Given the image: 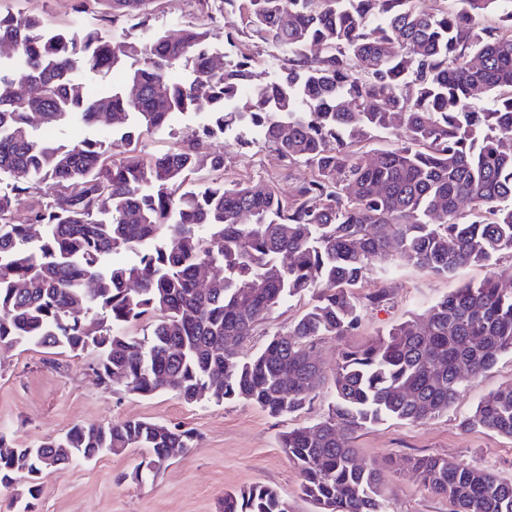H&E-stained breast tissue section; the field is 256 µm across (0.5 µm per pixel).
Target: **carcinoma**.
<instances>
[{
    "instance_id": "1",
    "label": "carcinoma",
    "mask_w": 512,
    "mask_h": 512,
    "mask_svg": "<svg viewBox=\"0 0 512 512\" xmlns=\"http://www.w3.org/2000/svg\"><path fill=\"white\" fill-rule=\"evenodd\" d=\"M107 2L112 23L148 25L151 0ZM238 15L227 61L202 59L192 84L171 68L199 56L208 33L114 41L96 28L50 29L32 14H0V44L24 63L0 66V347L97 352L105 386L142 396L173 390L187 403L244 399L292 414L318 394V340L356 331L391 289L363 287L391 255L427 273L489 268L425 314L338 354L334 401L321 421L280 435L320 512H384V475L360 458L354 435L396 419L448 413L471 378L512 353V0H204ZM288 55L266 78L255 41ZM131 63L127 83L92 95L82 69ZM29 84L37 92L21 97ZM490 99L484 109L476 101ZM206 115L203 133L255 127L282 158L311 166L283 196L271 183L224 177V154L187 139L147 157L129 135L112 149L70 146L33 132L78 118L133 116L150 131L180 113ZM396 136L390 148L372 134ZM50 180L54 194L36 197ZM28 203L25 223L14 215ZM208 287H200L202 280ZM307 296L287 331L243 361L237 346L280 305ZM153 319L150 332L128 328ZM461 426L512 438V384L479 402ZM195 435L145 420L83 424L34 448L0 435V487L27 476L18 512L56 466L143 448L135 478L194 447ZM411 470L452 512H512V480L435 456ZM219 512H290L276 489L224 493Z\"/></svg>"
}]
</instances>
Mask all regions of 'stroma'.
Instances as JSON below:
<instances>
[{
	"label": "stroma",
	"instance_id": "stroma-1",
	"mask_svg": "<svg viewBox=\"0 0 512 512\" xmlns=\"http://www.w3.org/2000/svg\"><path fill=\"white\" fill-rule=\"evenodd\" d=\"M148 29L115 27L101 18L100 6L83 11L80 0H0V12L42 16L51 28L92 27L117 40H142L146 33L176 34L188 26L210 24L209 40L222 52L224 32L239 25L238 15L212 16L197 0H154ZM203 115L187 112L158 131L136 128L132 137L142 154L167 151L193 137L198 152L223 151L227 173L246 181L274 183L282 194L308 178L305 164L288 165L249 130L235 128L212 136L201 134ZM486 268L468 265L448 276H436L387 258L369 278L368 288L390 286L389 304L367 309L358 330L347 336L318 341L316 355L325 377H332L338 352L362 345L392 325L423 313L440 297L467 283L484 279ZM305 308L293 300L278 307L238 348L251 357L269 336L287 330ZM95 356L62 354L41 347L0 349V435L17 448L39 445L64 435L78 424L141 419L178 424L198 436L194 448L163 466L154 476L135 479L142 451L105 454L91 462L78 461L47 472L33 512H218L225 492L255 484L277 489L293 512H319L301 491L302 478L288 462L279 443L280 432L313 424L328 413L330 385L304 410L284 417L238 400L215 404L188 403L164 390L143 397L104 386L93 373ZM512 383V354L502 355L489 370L466 383L448 413L412 423L387 420L356 433L360 457L382 469L386 512H449L450 505L424 487L408 470L414 456H440L512 479V438L481 430H463L459 422L479 401Z\"/></svg>",
	"mask_w": 512,
	"mask_h": 512
}]
</instances>
